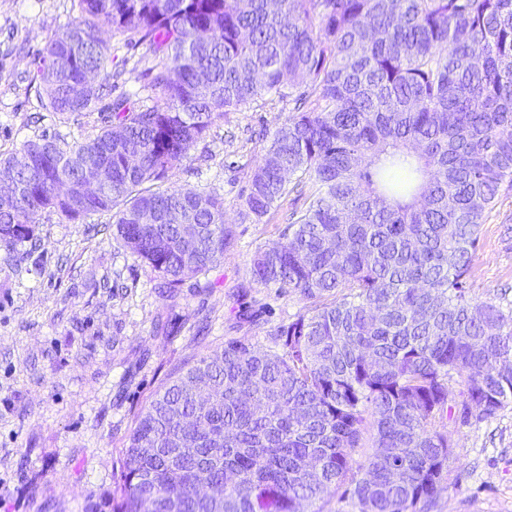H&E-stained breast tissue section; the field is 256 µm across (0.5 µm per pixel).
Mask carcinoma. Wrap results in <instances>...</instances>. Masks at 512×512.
<instances>
[{"instance_id":"carcinoma-1","label":"carcinoma","mask_w":512,"mask_h":512,"mask_svg":"<svg viewBox=\"0 0 512 512\" xmlns=\"http://www.w3.org/2000/svg\"><path fill=\"white\" fill-rule=\"evenodd\" d=\"M73 2L33 77L45 106L97 110L105 84L84 74L122 75L107 70L109 30L149 47L148 95L111 99L91 137L0 156L15 172L0 248L34 238L47 211L110 213L167 287L209 272L231 244L224 202L155 183L224 113L266 98L294 112L245 217L315 187L251 259L253 282L307 301L282 352L231 340L182 368L138 417L112 512H299L344 486L357 512H431L453 376L478 420L512 400V310L469 285L483 214L512 186V0ZM98 165L112 168L102 193L87 184Z\"/></svg>"}]
</instances>
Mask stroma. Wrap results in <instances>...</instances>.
I'll list each match as a JSON object with an SVG mask.
<instances>
[{
	"instance_id": "obj_1",
	"label": "stroma",
	"mask_w": 512,
	"mask_h": 512,
	"mask_svg": "<svg viewBox=\"0 0 512 512\" xmlns=\"http://www.w3.org/2000/svg\"><path fill=\"white\" fill-rule=\"evenodd\" d=\"M71 0H0V154L24 140L95 134L101 119L42 109L31 77ZM124 76L113 95L149 81L147 45L104 33ZM292 107L269 98L225 113L168 174L224 202L232 243L220 264L168 289L112 232V217L44 213L37 246L0 250V512H112L139 413L183 363L241 339L278 351L276 334L306 303L250 278L257 247L282 241L287 196L245 218L250 175ZM475 300L512 308V191L485 213L471 274ZM448 478L433 512H512V403L491 419L447 421Z\"/></svg>"
}]
</instances>
